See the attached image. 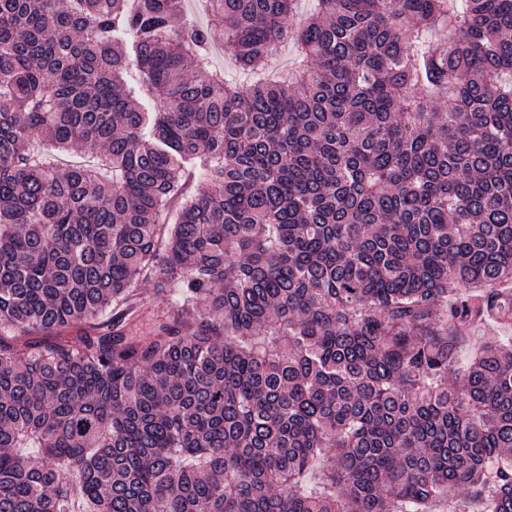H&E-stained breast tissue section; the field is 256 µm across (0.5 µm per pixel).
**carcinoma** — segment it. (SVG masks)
I'll return each mask as SVG.
<instances>
[{
  "label": "carcinoma",
  "instance_id": "carcinoma-1",
  "mask_svg": "<svg viewBox=\"0 0 512 512\" xmlns=\"http://www.w3.org/2000/svg\"><path fill=\"white\" fill-rule=\"evenodd\" d=\"M182 2L0 0V512H512V0ZM134 293H136L134 300L137 306L140 307L143 317L140 321L134 323L132 328L136 330V336H149L152 323V317L150 315L152 312L156 311L159 299L155 294V289L151 282L141 284L139 288H136Z\"/></svg>",
  "mask_w": 512,
  "mask_h": 512
}]
</instances>
